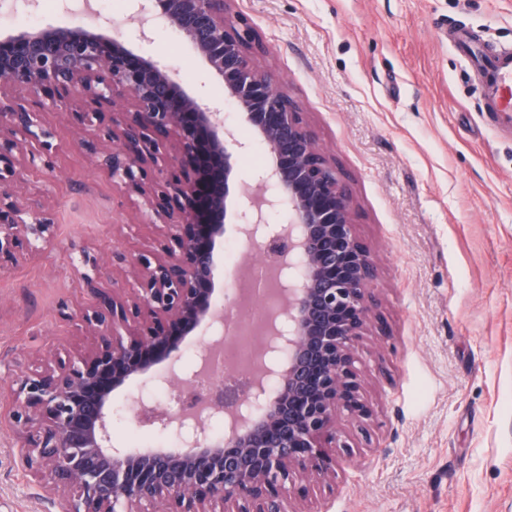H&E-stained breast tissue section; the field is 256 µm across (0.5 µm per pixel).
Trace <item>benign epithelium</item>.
Returning <instances> with one entry per match:
<instances>
[{"mask_svg":"<svg viewBox=\"0 0 512 512\" xmlns=\"http://www.w3.org/2000/svg\"><path fill=\"white\" fill-rule=\"evenodd\" d=\"M234 0H131L138 38L164 24L189 41L206 74L224 83L236 112L269 153L245 173L250 147L219 109L190 93L168 69L137 57L116 21L93 30L82 18L0 37V269L45 252L56 239L53 213L13 186L50 145L47 110L75 112L81 147L112 182L137 190L153 245L130 261L133 279L107 291L101 268L83 287L93 302L61 313L98 336L78 353L53 352L32 368L15 356L9 420L30 477L66 502V512H299L310 481L336 473V417L369 415L353 348L377 318V269L353 219L350 186L318 148L301 103L259 67L262 47L232 16ZM128 96L131 108L103 106ZM78 109L71 108L73 99ZM244 236L253 268L224 284L217 256L226 225ZM266 302L241 387L206 386L224 367V343L240 335L238 312ZM220 328L204 345L202 368L175 385L178 352L198 329ZM194 392L191 406L167 410L127 392L135 421L157 428L173 447L112 446V395L130 380ZM224 417V434L209 421Z\"/></svg>","mask_w":512,"mask_h":512,"instance_id":"obj_1","label":"benign epithelium"}]
</instances>
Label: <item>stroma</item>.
<instances>
[{
	"mask_svg": "<svg viewBox=\"0 0 512 512\" xmlns=\"http://www.w3.org/2000/svg\"><path fill=\"white\" fill-rule=\"evenodd\" d=\"M83 0H0V32L69 20ZM258 62L299 100L317 144L352 190L357 233L378 268L380 319L355 351L364 420L339 416L351 448L302 512H512V122L485 97L488 74L453 36L493 55L512 47V0H235ZM134 52L171 67L187 89L206 70L168 27ZM52 150L19 191L55 217L54 248L0 272V356L36 361L97 338L59 313L89 304L82 254L102 287L147 250L137 192L113 185L76 147L71 115L42 113ZM13 375L0 370V512H63L32 482L6 414ZM112 442L157 446L112 400Z\"/></svg>",
	"mask_w": 512,
	"mask_h": 512,
	"instance_id": "1",
	"label": "stroma"
}]
</instances>
